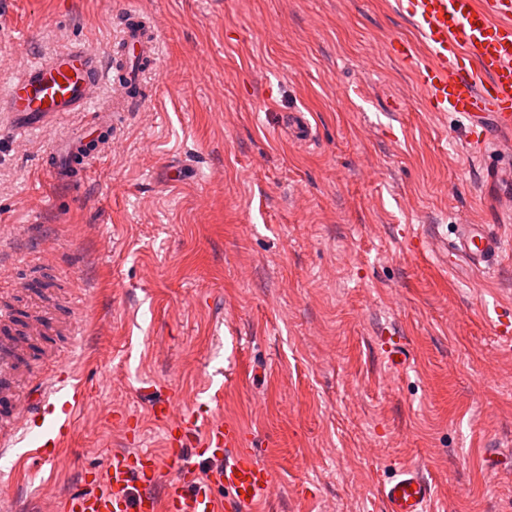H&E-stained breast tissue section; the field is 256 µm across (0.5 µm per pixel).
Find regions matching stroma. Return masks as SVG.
<instances>
[{
  "instance_id": "1",
  "label": "stroma",
  "mask_w": 512,
  "mask_h": 512,
  "mask_svg": "<svg viewBox=\"0 0 512 512\" xmlns=\"http://www.w3.org/2000/svg\"><path fill=\"white\" fill-rule=\"evenodd\" d=\"M131 6L161 42L149 103L112 115V152L63 186L40 165L49 133L0 146V282L19 314H63L65 297L83 323L78 346L40 339L20 382L64 351L86 389L54 464L24 477L0 456V512H41L126 449L123 412L164 460L152 395L255 441L278 479L262 512H381L376 485L410 467L438 512H512L501 134L475 150L424 110L392 50L414 37L395 0H0V88L72 41L108 50ZM465 221L510 243L494 271L447 256ZM175 473L164 460L158 493Z\"/></svg>"
}]
</instances>
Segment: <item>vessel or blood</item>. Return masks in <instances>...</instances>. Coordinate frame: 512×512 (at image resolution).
<instances>
[{
    "mask_svg": "<svg viewBox=\"0 0 512 512\" xmlns=\"http://www.w3.org/2000/svg\"><path fill=\"white\" fill-rule=\"evenodd\" d=\"M417 34L400 40L395 56L415 72L425 90L427 111L464 119L473 146H482L490 131L512 133V0H398ZM159 36L136 9L125 12L119 51L102 52L74 43L35 59L0 90V124L12 138L34 130L51 133L45 168L58 183L74 184L97 155L86 150L85 138L56 131L60 115L87 112L96 106L101 87L114 93L104 111L142 110L141 92L147 69L158 61ZM502 239L484 224H459L448 244L449 254L471 268L486 269L501 255ZM13 321L12 307L0 306V455L18 453L21 460L49 464L56 460L67 435V417L83 400V388L70 369L57 368L29 395L17 393L15 382L28 341L44 329L62 324L63 333L77 336L79 320H58L51 312L33 316L22 336H4ZM153 415L165 421L167 454L178 478L158 494L161 463L143 449L110 452L101 468L86 471L84 490L55 496L44 512H253L268 501L277 475L258 458L257 449L235 425L212 418L200 426L196 415L178 411L173 398H156ZM35 447H25L28 437ZM194 447L187 455L186 447ZM214 462L207 477L194 474L195 458ZM383 512H433L434 486L424 475L405 468L378 488Z\"/></svg>",
    "mask_w": 512,
    "mask_h": 512,
    "instance_id": "vessel-or-blood-1",
    "label": "vessel or blood"
}]
</instances>
